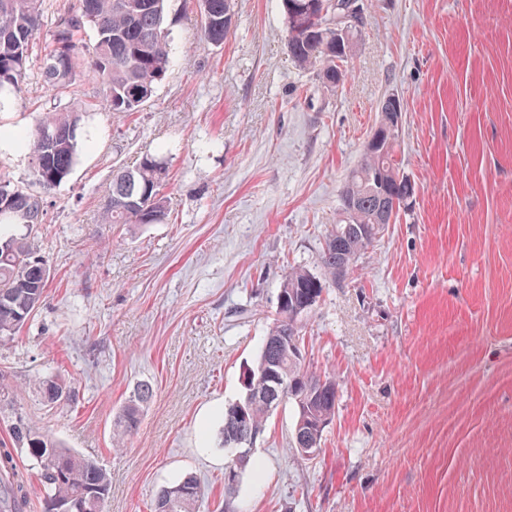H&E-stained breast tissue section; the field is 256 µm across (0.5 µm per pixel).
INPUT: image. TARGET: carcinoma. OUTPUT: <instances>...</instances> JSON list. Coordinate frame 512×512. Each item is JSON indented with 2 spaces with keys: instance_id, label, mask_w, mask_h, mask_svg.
<instances>
[{
  "instance_id": "carcinoma-1",
  "label": "carcinoma",
  "mask_w": 512,
  "mask_h": 512,
  "mask_svg": "<svg viewBox=\"0 0 512 512\" xmlns=\"http://www.w3.org/2000/svg\"><path fill=\"white\" fill-rule=\"evenodd\" d=\"M43 0H0V95L19 93L30 63L32 43L43 25ZM165 0H79L76 10L52 27L51 42L43 58V71L55 98L77 94L81 75L96 78L104 90L106 112H137L152 97L168 72L169 34L164 21ZM289 56L294 65L316 72L327 88L345 77V68L369 25L362 12L343 18L341 5L348 0H281ZM201 37L221 45L233 26V0H202ZM90 43H85V40ZM82 113L67 103L43 113L36 128L22 136L32 155L46 154V168H34L45 189L63 182L73 169ZM57 132L50 145L40 141L45 129ZM399 130L378 119L366 141L358 165L342 188V219L327 237L321 263L324 276L345 283L360 252L380 233V205L400 211L413 197L414 186L400 175L396 159ZM137 183L131 193L121 183L124 172L112 180L104 205L103 224H158L167 216L161 192L167 171L163 162L145 156L131 168ZM13 198L11 210L0 212V346L11 343L28 324L41 303L50 279L35 274L47 261L40 254L31 230L42 223V197L11 183L0 182V194ZM323 291L319 278L304 269L288 273L278 296L276 317L268 328L256 363L243 374V396L224 410L223 443L248 448L263 430L271 412L291 403L296 419L291 449L310 456L321 445L323 430L334 417L336 384L302 364V320ZM43 405L71 404L74 392L54 376L38 377ZM153 387L137 384L129 400L113 418V441L133 434L141 423ZM13 405L9 376L0 373V410ZM23 450L43 487L44 512H56L66 503L70 512H104L110 492L108 472L98 462L62 446L47 433L31 430L23 418L13 423L10 442L0 444V512H15L11 504L28 503L26 474L20 472L15 452ZM202 488L192 476L161 488L154 512H195Z\"/></svg>"
}]
</instances>
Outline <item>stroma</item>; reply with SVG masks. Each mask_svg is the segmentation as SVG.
Instances as JSON below:
<instances>
[{
	"instance_id": "35a3bbf8",
	"label": "stroma",
	"mask_w": 512,
	"mask_h": 512,
	"mask_svg": "<svg viewBox=\"0 0 512 512\" xmlns=\"http://www.w3.org/2000/svg\"><path fill=\"white\" fill-rule=\"evenodd\" d=\"M369 26L336 89L288 57L281 0H235L200 35L199 0H167L170 67L139 112L87 103L74 170L46 190L29 148L0 177L42 196L35 234L53 279L0 370L15 383L0 440L25 417L111 478L105 512H153L196 476L199 512H512V0H367ZM36 46L0 129L34 130L53 99ZM404 104L401 170L415 195L344 285L303 318L309 371L336 382L315 457L290 448L291 404L254 443L260 471L224 492V410L243 393L286 274L322 276L340 190L380 99ZM164 162L159 224L101 223L117 170ZM53 373L74 405L44 408ZM155 396L124 448L112 419L140 381ZM201 37L208 43L222 45L233 26V0H202Z\"/></svg>"
}]
</instances>
